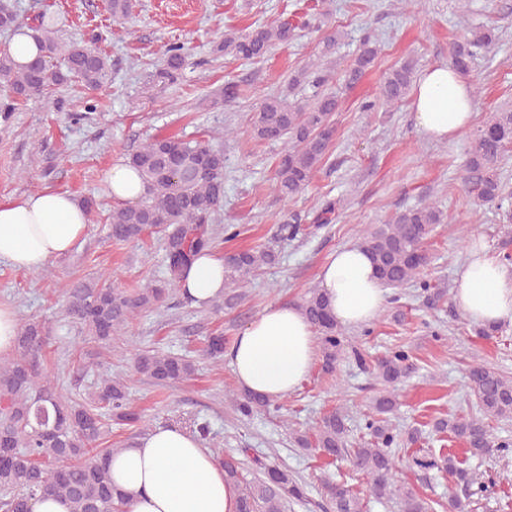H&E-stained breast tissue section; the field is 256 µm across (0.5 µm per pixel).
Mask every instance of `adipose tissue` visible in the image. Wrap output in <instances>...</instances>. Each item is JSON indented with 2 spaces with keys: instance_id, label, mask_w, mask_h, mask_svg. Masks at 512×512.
Returning a JSON list of instances; mask_svg holds the SVG:
<instances>
[{
  "instance_id": "1",
  "label": "adipose tissue",
  "mask_w": 512,
  "mask_h": 512,
  "mask_svg": "<svg viewBox=\"0 0 512 512\" xmlns=\"http://www.w3.org/2000/svg\"><path fill=\"white\" fill-rule=\"evenodd\" d=\"M418 130L445 140L469 130L474 120L472 87L453 67L424 71L412 94ZM85 207L66 192L44 189L0 202V261L36 271L70 252L84 236ZM318 285L336 320L347 326L371 322L386 290L369 257L356 245L333 253L320 268ZM224 259L207 251L185 272L181 293L193 305L224 293ZM453 301L473 323L512 325V268L485 244L470 248L453 288ZM315 336L295 305L267 306L225 354L237 384L265 398L292 393L311 370ZM113 484L126 495L125 512H236L237 490L224 479L212 452L175 425H159L113 454Z\"/></svg>"
}]
</instances>
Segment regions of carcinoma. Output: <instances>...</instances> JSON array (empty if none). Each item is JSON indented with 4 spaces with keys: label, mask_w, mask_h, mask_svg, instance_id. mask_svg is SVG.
<instances>
[{
    "label": "carcinoma",
    "mask_w": 512,
    "mask_h": 512,
    "mask_svg": "<svg viewBox=\"0 0 512 512\" xmlns=\"http://www.w3.org/2000/svg\"><path fill=\"white\" fill-rule=\"evenodd\" d=\"M135 0H107L114 21L128 20ZM40 54L27 66L13 60L9 45L0 48V118L22 102L44 94L50 87L78 83L96 90L111 76L108 56L82 42L63 43L55 36L54 16L44 12L29 27ZM293 25H259L244 33H227L217 51L239 60L263 58L278 42H286ZM0 32H19L12 0H0ZM498 39L493 28L469 31L453 43L451 66L463 73L474 58ZM378 54L376 41L366 35L360 42L350 82L360 79ZM163 65L153 74L158 83H175L185 63L183 47L165 46ZM415 81V68L406 61L392 69L380 88L383 102L403 100ZM336 96L317 92L312 102L290 107L273 97L259 107L251 119L255 139L265 142L288 140L273 178L279 196L291 198L302 192L325 159L333 138L332 117ZM512 147V110L494 112L474 130L464 166L463 182L479 204H494L503 219L512 224V191L500 177L498 164ZM142 178L144 195L136 202L119 203L109 216L108 238L115 243H135L149 233L163 234L168 261L166 275L144 288L127 290L110 284L78 281L66 287V310L79 324L84 342L97 347L89 352L90 365L97 366L101 350L112 349V341L136 317L163 302L180 287L182 271L201 252L215 248L209 233L224 204V150L182 138L155 136L126 157ZM443 223V211L422 203L378 224L359 246L371 257L381 283L400 287L417 280L427 263L424 244L432 228ZM274 247L241 249L224 253V276L230 286L243 284L254 270L277 262ZM300 308L319 340L321 370L332 373L342 351L341 328L320 289L313 288ZM47 333L37 319L23 323L15 339L12 356L0 363V512H32L34 502L45 495L64 499L70 512H123L125 496L112 483L107 462L116 449L100 447L112 424L137 427L143 416L133 406L128 387L119 376H102L88 402L64 400L45 379L41 351ZM136 373L156 385L182 383L195 373L187 356L143 350L133 359ZM411 369L410 355L397 349L377 360L375 371L385 385L365 415V433L359 442L349 439L346 416L339 411L326 415L314 441L303 436L302 446L314 445L328 458L347 456L367 479L371 494L397 506V512H434L433 501L395 482L398 460L391 448L404 440L416 445L423 430L407 434L391 423L396 400L391 387L405 379ZM468 389L476 400V412L455 413L436 420L435 433L446 434L467 445L473 457L493 451L505 452L512 440L495 434L494 422L512 420V380L491 365L475 360L467 370ZM242 415L267 408L270 401L251 394L231 398ZM224 468L225 481L238 490V512H284L289 500L305 495L288 471L260 464L262 476L248 480L240 460L215 452ZM455 485L471 496L473 477L464 463L450 455L444 459ZM326 512H366L360 494L345 482L327 484Z\"/></svg>",
    "instance_id": "1"
}]
</instances>
